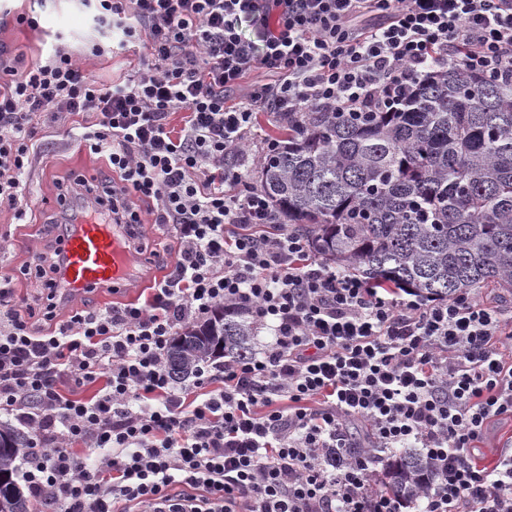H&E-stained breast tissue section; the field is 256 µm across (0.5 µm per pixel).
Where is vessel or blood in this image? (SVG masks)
Segmentation results:
<instances>
[{
  "mask_svg": "<svg viewBox=\"0 0 512 512\" xmlns=\"http://www.w3.org/2000/svg\"><path fill=\"white\" fill-rule=\"evenodd\" d=\"M73 206L87 211L88 216L71 225L60 244L64 256L62 301L73 302L93 290L141 287L146 261L130 247L125 229L92 218L96 203L90 196L75 199Z\"/></svg>",
  "mask_w": 512,
  "mask_h": 512,
  "instance_id": "vessel-or-blood-1",
  "label": "vessel or blood"
}]
</instances>
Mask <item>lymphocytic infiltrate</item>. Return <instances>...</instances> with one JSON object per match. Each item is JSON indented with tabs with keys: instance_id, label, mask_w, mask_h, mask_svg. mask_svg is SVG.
<instances>
[{
	"instance_id": "lymphocytic-infiltrate-1",
	"label": "lymphocytic infiltrate",
	"mask_w": 512,
	"mask_h": 512,
	"mask_svg": "<svg viewBox=\"0 0 512 512\" xmlns=\"http://www.w3.org/2000/svg\"><path fill=\"white\" fill-rule=\"evenodd\" d=\"M81 2L138 64L100 84L58 33L30 66L0 58V208L31 205L43 118L103 155L102 217L128 227L152 204L180 247L144 305L75 311L43 336L32 320L57 315L58 250L31 258L39 306L0 276V411L34 433L24 477L41 512H512V453L489 470L474 461L489 421L512 417L499 351L512 320L470 295L406 298L312 259L242 172L260 160L256 113L388 110L451 64L512 71V0ZM223 304L271 325L272 341L174 379L173 337ZM65 377L106 384L68 398ZM400 448L434 463L411 502L376 480Z\"/></svg>"
}]
</instances>
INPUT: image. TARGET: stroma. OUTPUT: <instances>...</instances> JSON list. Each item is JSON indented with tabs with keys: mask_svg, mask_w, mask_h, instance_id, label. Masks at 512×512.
I'll return each instance as SVG.
<instances>
[{
	"mask_svg": "<svg viewBox=\"0 0 512 512\" xmlns=\"http://www.w3.org/2000/svg\"><path fill=\"white\" fill-rule=\"evenodd\" d=\"M11 15L0 18V44L6 46L10 56L19 57L23 64L37 62L42 54L46 34L56 31L65 36L69 49L75 51L87 73L95 80L111 84L123 76L132 59L131 54L96 57L88 52L89 45L98 35L92 29L91 13L79 0H11ZM17 13L37 15L39 28L32 29L15 23ZM38 161L27 177L32 205L25 218H17L13 210H0V268L17 273L14 293L16 297L35 301L40 290L35 280L22 275L21 269L30 254L53 246L58 234L55 224V179L75 168L105 172L101 155L77 146L61 131L43 128L36 142ZM134 247L142 254L155 257L150 269L151 280L158 281L166 274L159 254L176 255L178 244L170 230L160 224H142L137 228Z\"/></svg>",
	"mask_w": 512,
	"mask_h": 512,
	"instance_id": "1",
	"label": "stroma"
}]
</instances>
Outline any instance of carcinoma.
<instances>
[{
  "mask_svg": "<svg viewBox=\"0 0 512 512\" xmlns=\"http://www.w3.org/2000/svg\"><path fill=\"white\" fill-rule=\"evenodd\" d=\"M264 157V193L312 252L375 288L448 300L480 288L512 294V73L455 66L408 89L398 112H309L283 119ZM255 324L222 306L168 351L180 380L219 356L252 354ZM31 435L0 423V512H35L14 479ZM431 466L395 452L384 490L417 499Z\"/></svg>",
  "mask_w": 512,
  "mask_h": 512,
  "instance_id": "cac0c4a2",
  "label": "carcinoma"
}]
</instances>
